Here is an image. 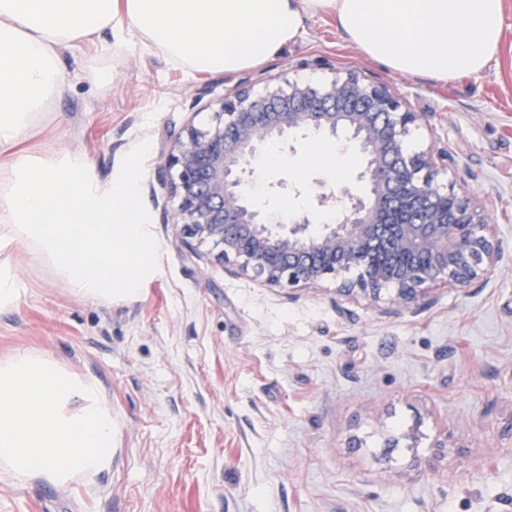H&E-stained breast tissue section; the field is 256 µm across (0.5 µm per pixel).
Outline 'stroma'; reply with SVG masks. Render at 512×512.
Instances as JSON below:
<instances>
[{
    "label": "stroma",
    "mask_w": 512,
    "mask_h": 512,
    "mask_svg": "<svg viewBox=\"0 0 512 512\" xmlns=\"http://www.w3.org/2000/svg\"><path fill=\"white\" fill-rule=\"evenodd\" d=\"M503 27L499 57L447 86L367 60L316 16L231 75H190L107 29L62 51L64 92L25 144L82 157L103 184L137 158L158 272L134 298L91 302L15 249L26 292L0 310V360L25 349L97 381L112 467L63 486L0 468V512H512V0ZM336 69L426 113L411 148L448 150L456 191L489 199L503 253L490 280L418 306L266 288L162 223L148 184L187 120L236 87Z\"/></svg>",
    "instance_id": "1"
}]
</instances>
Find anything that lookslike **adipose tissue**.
Here are the masks:
<instances>
[{
    "mask_svg": "<svg viewBox=\"0 0 512 512\" xmlns=\"http://www.w3.org/2000/svg\"><path fill=\"white\" fill-rule=\"evenodd\" d=\"M505 0H0V308L21 292L12 251L26 246L80 297H134L155 272L149 225L135 223L138 169L111 183L89 164L22 149L63 92L62 50L102 29L199 73L256 67L328 19L397 74L448 84L479 76L503 44ZM112 409L98 383L20 350L0 361V464L20 483L67 484L112 463Z\"/></svg>",
    "mask_w": 512,
    "mask_h": 512,
    "instance_id": "1",
    "label": "adipose tissue"
}]
</instances>
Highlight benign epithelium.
Here are the masks:
<instances>
[{"label":"benign epithelium","instance_id":"1","mask_svg":"<svg viewBox=\"0 0 512 512\" xmlns=\"http://www.w3.org/2000/svg\"><path fill=\"white\" fill-rule=\"evenodd\" d=\"M425 114L399 94L355 70L315 86L285 72L263 93L248 87L218 100L204 126L184 125L157 167L166 189L162 223L176 227L182 246L209 247L211 262L268 288H312L378 300L382 293L415 305L432 287L464 290L488 280L502 261L474 194L441 181L455 164L446 150L411 151ZM356 151L362 163L350 179L309 192L310 205L276 222L255 206V162L272 143L289 152L310 136ZM267 193L305 188L276 177ZM334 221L314 233L316 214Z\"/></svg>","mask_w":512,"mask_h":512}]
</instances>
